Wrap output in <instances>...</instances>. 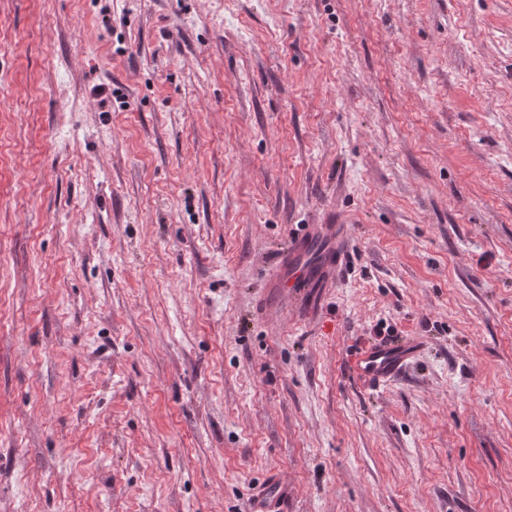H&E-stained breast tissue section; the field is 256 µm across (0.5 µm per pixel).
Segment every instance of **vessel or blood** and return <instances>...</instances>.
Returning a JSON list of instances; mask_svg holds the SVG:
<instances>
[{
  "label": "vessel or blood",
  "instance_id": "obj_1",
  "mask_svg": "<svg viewBox=\"0 0 512 512\" xmlns=\"http://www.w3.org/2000/svg\"><path fill=\"white\" fill-rule=\"evenodd\" d=\"M347 247L340 220L335 213L326 214L322 223L309 225L306 232L291 239L266 279L267 292L301 308L313 307L319 291L335 283ZM420 351L415 339L362 344L350 361L351 378L363 390H378L401 376Z\"/></svg>",
  "mask_w": 512,
  "mask_h": 512
}]
</instances>
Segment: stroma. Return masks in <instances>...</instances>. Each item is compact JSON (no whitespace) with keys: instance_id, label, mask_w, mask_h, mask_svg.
I'll return each instance as SVG.
<instances>
[{"instance_id":"stroma-1","label":"stroma","mask_w":512,"mask_h":512,"mask_svg":"<svg viewBox=\"0 0 512 512\" xmlns=\"http://www.w3.org/2000/svg\"><path fill=\"white\" fill-rule=\"evenodd\" d=\"M343 278L272 309L294 225ZM413 337L374 391L347 361ZM512 512V0H0V512Z\"/></svg>"}]
</instances>
